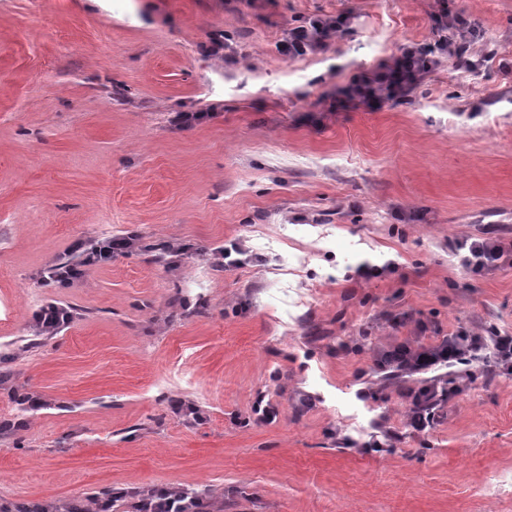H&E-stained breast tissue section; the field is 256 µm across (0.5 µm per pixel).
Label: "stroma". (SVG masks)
<instances>
[{"label": "stroma", "instance_id": "35a3bbf8", "mask_svg": "<svg viewBox=\"0 0 512 512\" xmlns=\"http://www.w3.org/2000/svg\"><path fill=\"white\" fill-rule=\"evenodd\" d=\"M445 7L477 27L476 70L332 111ZM342 12L325 51L280 55ZM505 63L512 0H0V506L181 486L208 512H512V374L456 365L475 381L413 436L398 391L421 377L375 365L408 338L512 333V262L476 274L455 252L512 240ZM126 234L44 282L75 241ZM235 241L248 260L215 265ZM50 303L74 318L42 336ZM350 19L351 15L346 13L312 19L308 25L288 29L277 49L291 60L321 52L327 48L329 40L349 29ZM130 237L107 236L87 243H77L69 252L66 260L61 259L47 267L45 278L59 284H72L79 280L87 267L112 261V255L132 247Z\"/></svg>", "mask_w": 512, "mask_h": 512}]
</instances>
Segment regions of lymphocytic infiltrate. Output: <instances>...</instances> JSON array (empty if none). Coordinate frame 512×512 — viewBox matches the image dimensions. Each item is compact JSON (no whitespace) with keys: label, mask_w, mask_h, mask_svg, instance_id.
Returning a JSON list of instances; mask_svg holds the SVG:
<instances>
[{"label":"lymphocytic infiltrate","mask_w":512,"mask_h":512,"mask_svg":"<svg viewBox=\"0 0 512 512\" xmlns=\"http://www.w3.org/2000/svg\"><path fill=\"white\" fill-rule=\"evenodd\" d=\"M349 14L318 17L308 24L289 29L286 37L278 44L279 53L295 60L325 50L329 40L348 30ZM436 29L440 33L435 42L411 43L400 48L377 68L355 75L336 93V105L340 108L361 106L370 111L382 109L386 104L401 100L417 84L421 74L436 68L441 58L453 60L456 67L474 69L469 49L474 35V25L461 12L442 11L437 18ZM128 237L107 236L71 248V256L47 267V280L59 284H72L79 280L86 268L110 262L119 251L131 248ZM489 351L496 364L504 372L512 373V334L494 333L483 336L467 329H459L437 343H423L406 340L382 349L377 355L379 368L391 369L393 374L409 377L435 369L451 368L465 357L477 356ZM473 374H460L450 378L448 383L439 381L407 389L401 396L408 402L405 426L410 434L424 435L433 427L435 413L457 394L467 389L473 381ZM125 491L116 490L111 501L92 500L85 512H112V500L128 496ZM134 499V512H197L195 498L181 487H161L130 494Z\"/></svg>","instance_id":"lymphocytic-infiltrate-1"}]
</instances>
